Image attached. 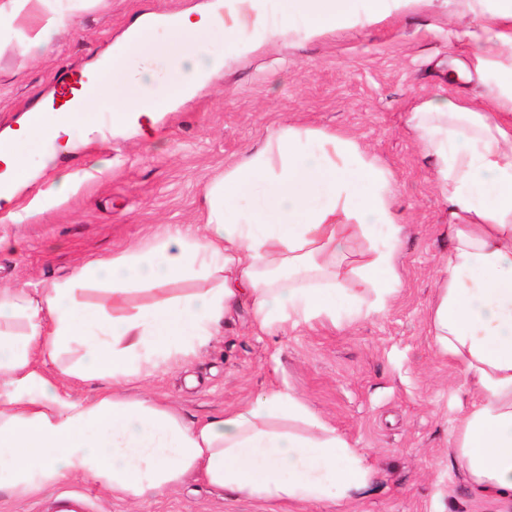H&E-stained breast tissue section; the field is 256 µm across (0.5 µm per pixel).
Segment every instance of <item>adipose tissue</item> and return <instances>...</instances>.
Segmentation results:
<instances>
[{
	"mask_svg": "<svg viewBox=\"0 0 512 512\" xmlns=\"http://www.w3.org/2000/svg\"><path fill=\"white\" fill-rule=\"evenodd\" d=\"M45 0H0V26L25 25L30 53L46 49L70 16ZM410 0H212L198 11L144 15L111 48L136 56L111 68V84L79 111L41 109L16 135L0 139V200L31 176L29 148L67 136L77 112L102 106L127 130L187 100L224 66L209 35L236 43L245 26L277 40L335 29L352 14L382 22ZM481 19L470 32L472 67L483 101L437 95L416 105L408 125L433 163L448 204L453 241L431 308L441 354L463 368L477 400L456 422L454 453L469 485L512 498V0H459ZM163 32L172 52L152 41ZM127 86L138 97L123 96ZM202 237L170 234L146 250L94 259L36 293L0 289V490H39L69 476L138 498L191 473L212 487L268 502L343 501L365 488L367 457L289 389L269 387L224 416L193 423L122 391L172 360L189 361L222 322L249 308L252 325L277 332L302 323L341 329L383 312L401 279L403 226L395 178L352 138L284 124L206 191ZM186 280L203 288L131 307L144 286ZM92 290L111 308L85 304ZM74 350L57 374L42 371ZM63 378L107 380L89 401L61 392Z\"/></svg>",
	"mask_w": 512,
	"mask_h": 512,
	"instance_id": "adipose-tissue-1",
	"label": "adipose tissue"
}]
</instances>
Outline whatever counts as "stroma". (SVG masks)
Masks as SVG:
<instances>
[{
	"label": "stroma",
	"instance_id": "1",
	"mask_svg": "<svg viewBox=\"0 0 512 512\" xmlns=\"http://www.w3.org/2000/svg\"><path fill=\"white\" fill-rule=\"evenodd\" d=\"M210 0H48L73 21L39 54L0 29V137L22 129L49 104L65 68L85 69L142 15L174 14ZM456 0H413L374 26L351 23L316 36L275 42L249 28L226 64L187 104L124 132L71 131L74 149L34 150L31 180L0 204V289L39 291L96 258L147 249L178 230L198 237L207 186L283 124L354 138L396 179L406 235L403 286L388 309L355 325H301L283 333L252 327L248 310L222 324L187 364L161 366L128 384L186 422L223 415L264 389L286 386L373 468L368 486L345 502L294 505L237 497L197 476L136 499L112 497L99 482L69 477L45 489L0 492V512H55L79 491L88 512H512V501L472 490L454 458L456 418L473 402L462 368L442 355L429 309L451 243L448 206L432 166L407 127L412 108L437 94L482 98L478 81L448 80L469 65L472 44ZM71 179L70 191L56 188Z\"/></svg>",
	"mask_w": 512,
	"mask_h": 512
}]
</instances>
